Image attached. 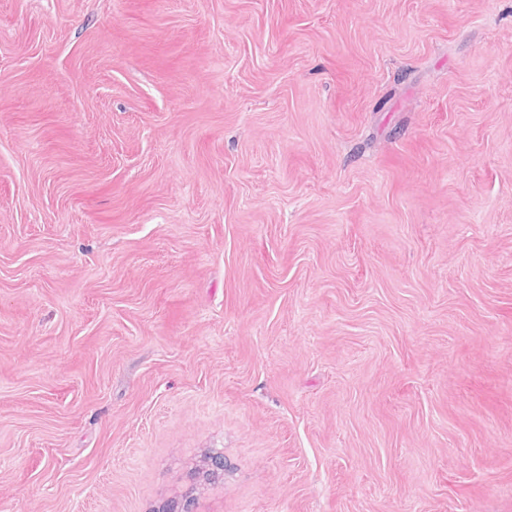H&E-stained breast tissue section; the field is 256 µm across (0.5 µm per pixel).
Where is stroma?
I'll use <instances>...</instances> for the list:
<instances>
[{
    "mask_svg": "<svg viewBox=\"0 0 512 512\" xmlns=\"http://www.w3.org/2000/svg\"><path fill=\"white\" fill-rule=\"evenodd\" d=\"M184 500L512 512V0H0V512Z\"/></svg>",
    "mask_w": 512,
    "mask_h": 512,
    "instance_id": "obj_1",
    "label": "stroma"
}]
</instances>
